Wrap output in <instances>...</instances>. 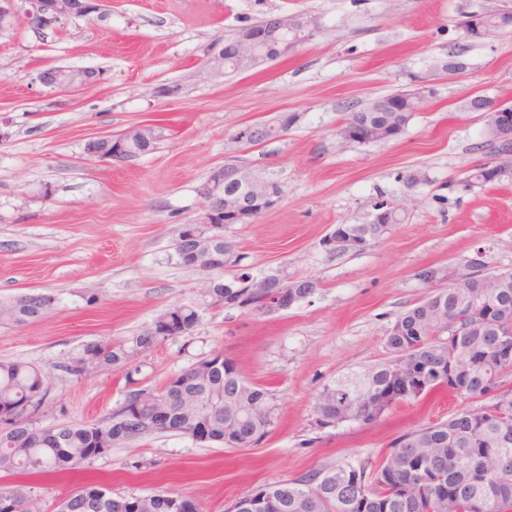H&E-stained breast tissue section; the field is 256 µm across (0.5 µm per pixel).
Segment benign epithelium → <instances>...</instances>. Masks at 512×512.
<instances>
[{
  "mask_svg": "<svg viewBox=\"0 0 512 512\" xmlns=\"http://www.w3.org/2000/svg\"><path fill=\"white\" fill-rule=\"evenodd\" d=\"M102 0H25L28 7L24 11V22L33 30L40 31L59 24L67 18H87L100 10ZM322 29L321 18L317 15L306 17L294 15L271 16L262 26H244L239 28L233 38L224 43L212 61L224 64V56L243 61L253 66L260 63L257 59L258 47L270 44L278 57L286 56L297 47V42L288 39V33L301 30L315 35ZM467 39H485L497 33L486 24L484 16L472 14L462 25ZM41 80L47 85L70 87L87 86L101 80V73L93 69L69 70L49 69L42 73ZM426 88L400 92L396 98H382L377 105L385 112H404L413 103L423 101ZM468 108L480 113L485 122V134L493 144L504 149L496 153V161L489 168L499 175L512 166V105L501 103L483 95L470 99ZM266 130L261 123L246 124L237 129L234 140L237 143L265 142ZM340 136L347 142L358 139L368 142L380 139L377 128L351 124L340 129ZM231 181L244 190L241 195L224 194V182ZM283 197V185L268 179H259L251 171L236 164L226 163L214 169L204 184L205 204L197 216L182 225L181 236L174 243V250L180 263L190 268L213 272L222 270L236 261L234 247L226 245L224 224H242L252 221L262 213L276 207ZM329 251L338 246L364 248L369 242H360L351 237L344 238L331 231L323 240ZM497 277L504 281L507 276L498 269L490 267L483 250L463 258L457 264L444 268L440 283L458 286L462 282L473 281L482 286L486 281ZM224 282L210 278L201 291L206 305L219 307L223 298L219 289ZM247 293L262 297L264 312L286 310L301 300L296 294V284L276 279L272 276L252 277L246 283ZM184 384L170 379L165 387L153 391L136 392L119 409L112 412L110 425L120 431V435L137 439L141 436L159 432L182 433L181 424L176 417V403L185 398ZM151 405V416L143 419L132 409L142 403Z\"/></svg>",
  "mask_w": 512,
  "mask_h": 512,
  "instance_id": "1",
  "label": "benign epithelium"
}]
</instances>
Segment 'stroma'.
Returning a JSON list of instances; mask_svg holds the SVG:
<instances>
[{
	"mask_svg": "<svg viewBox=\"0 0 512 512\" xmlns=\"http://www.w3.org/2000/svg\"><path fill=\"white\" fill-rule=\"evenodd\" d=\"M512 0H105L100 13L35 32L0 31V301L49 294L22 324H0V360L44 371L37 425L105 423L127 396L153 390L214 354L266 387L269 434L248 448L175 433L112 448L60 474H0L26 512H56L78 486L112 495L171 490L197 512H227L257 488L347 463H379L402 434L465 408L437 391L377 422L321 426L315 403L337 377L387 361L398 316L429 292L419 273L476 250L512 270V174L463 189L493 161L468 100L512 104V30L469 41L460 23ZM320 16L323 29L287 57L222 75L209 63L225 31L275 15ZM96 69L92 86L45 85L47 69ZM430 88L405 132L387 144L339 136L345 113L374 99ZM300 113L283 136L233 142L243 124ZM156 126L155 148L125 161L85 154L92 138ZM227 163L275 175L285 193L253 223L226 230L237 268L316 282L284 311L204 307L195 330L116 367H69L90 343H122L164 310L196 303L207 273L181 265L173 243L203 206L200 188ZM423 176L407 186L406 175ZM402 223L363 249L328 252L339 224L367 220L378 197Z\"/></svg>",
	"mask_w": 512,
	"mask_h": 512,
	"instance_id": "stroma-1",
	"label": "stroma"
}]
</instances>
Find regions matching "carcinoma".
<instances>
[{"label": "carcinoma", "instance_id": "cac0c4a2", "mask_svg": "<svg viewBox=\"0 0 512 512\" xmlns=\"http://www.w3.org/2000/svg\"><path fill=\"white\" fill-rule=\"evenodd\" d=\"M414 116L360 109L346 113L343 121L405 128ZM384 203L380 199L372 204L367 223L343 228L356 235L374 227L375 213ZM476 292L483 289L433 287L394 323L387 336L391 358L336 378L323 389L315 409L336 417L347 410L352 420L370 424L373 415L381 416L399 403L392 392L416 384L425 389L414 393L413 400L448 388L464 400L478 399L492 386L497 393L489 403L401 435L375 467L368 462L339 464L258 491L273 492L280 512H468L467 502L474 497L485 500L484 512H512V362L501 360L498 353L501 346L512 347V278L485 308L463 306V297ZM491 306L499 307L497 318L509 323L485 321V309ZM39 314L33 296L0 303V323H22ZM444 319L460 327L463 335L452 341L443 338L439 322ZM163 340L139 334L123 344H90L85 351L92 353L98 367L119 366L134 350L147 351ZM239 378L234 363L226 360L224 373L206 384L188 381L186 389L199 404L180 415L184 429L209 419L256 443L266 437L273 424L266 413L270 393L252 382L239 391ZM46 393L42 370L22 361L0 360V413L16 424L11 434L0 437V472L74 470L98 458L93 451L96 439L109 448L125 442L112 428L90 423L30 424V414ZM489 454L506 460L504 473L481 471L479 462ZM100 490L98 485L79 487L61 502L58 512H88L93 503L96 512H112V500L100 502Z\"/></svg>", "mask_w": 512, "mask_h": 512}]
</instances>
